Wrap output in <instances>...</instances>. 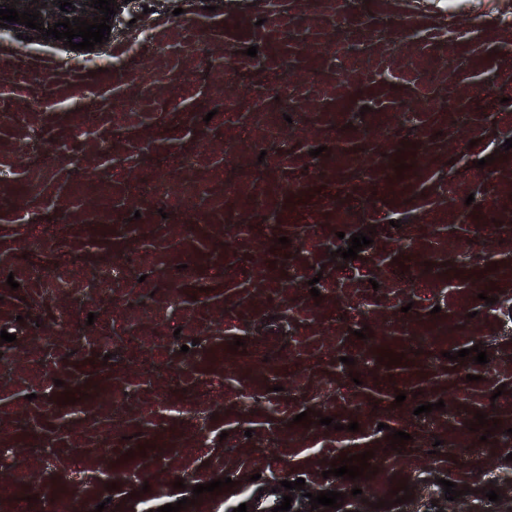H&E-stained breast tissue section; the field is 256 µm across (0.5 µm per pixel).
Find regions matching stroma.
<instances>
[{"instance_id": "stroma-1", "label": "stroma", "mask_w": 512, "mask_h": 512, "mask_svg": "<svg viewBox=\"0 0 512 512\" xmlns=\"http://www.w3.org/2000/svg\"><path fill=\"white\" fill-rule=\"evenodd\" d=\"M509 138L512 0H128L90 52L0 34V512H139L256 473L354 512H512V310L484 313L512 294ZM369 450V477L330 475Z\"/></svg>"}]
</instances>
